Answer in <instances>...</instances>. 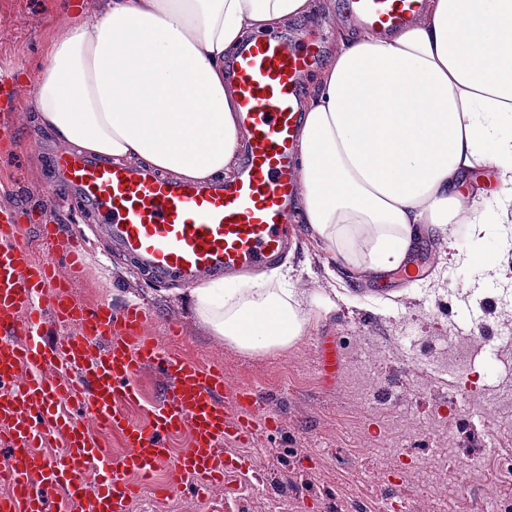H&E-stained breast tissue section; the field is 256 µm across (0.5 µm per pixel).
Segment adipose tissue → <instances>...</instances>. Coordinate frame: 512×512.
I'll use <instances>...</instances> for the list:
<instances>
[{
  "label": "adipose tissue",
  "instance_id": "obj_1",
  "mask_svg": "<svg viewBox=\"0 0 512 512\" xmlns=\"http://www.w3.org/2000/svg\"><path fill=\"white\" fill-rule=\"evenodd\" d=\"M312 0H97L23 74L17 109L52 143L195 184L232 176L246 133L226 63ZM291 215L348 268L404 269L424 234L512 217V0H426L405 29L338 33L301 105ZM197 318L247 353L308 318L269 276L192 289Z\"/></svg>",
  "mask_w": 512,
  "mask_h": 512
}]
</instances>
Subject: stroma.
<instances>
[{
  "mask_svg": "<svg viewBox=\"0 0 512 512\" xmlns=\"http://www.w3.org/2000/svg\"><path fill=\"white\" fill-rule=\"evenodd\" d=\"M71 0H0V193L24 208L29 195H43L37 224H58L64 240L77 241L85 264L69 277L68 292L84 304L109 301L115 310L136 295L149 333L164 336L177 327V349L186 357L220 366L232 386L260 391L273 399L278 434L241 447L226 444L234 460L259 458L261 474L236 472L227 487L216 489L210 502L183 493L165 497L144 493L127 512H414L421 498L434 512H473L475 499L497 503L512 512V415L479 419L460 412L467 392L495 398L512 387V322L501 317L503 302H512V249H505L499 230L484 241L489 262L463 265L461 228H449L423 247L418 257L429 262L427 277L400 285L398 275L378 277L376 284L349 282L338 272L325 245L302 231L288 270V281L302 295L310 317L301 338L288 350L253 355L235 349L196 318L185 284L160 282L118 252L99 229L95 211L78 196L58 208L47 190L57 181L53 166L58 151L48 135L12 111L6 101L13 75L40 62L45 35L62 21ZM40 152L39 168L31 155ZM335 294L336 308L318 312L314 299ZM469 323L484 348L467 367V385L442 380L431 367L443 356V336L455 324ZM336 342L340 367L334 378L316 370L322 339ZM361 367L374 402L392 390L405 392L404 416L416 423L433 418L446 425L457 469L478 466L481 488L459 485L455 492L404 481L418 459L434 454L436 443L424 430L396 447L383 443L387 422L357 403L349 372Z\"/></svg>",
  "mask_w": 512,
  "mask_h": 512,
  "instance_id": "1",
  "label": "stroma"
}]
</instances>
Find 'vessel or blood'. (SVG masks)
<instances>
[{"label":"vessel or blood","mask_w":512,"mask_h":512,"mask_svg":"<svg viewBox=\"0 0 512 512\" xmlns=\"http://www.w3.org/2000/svg\"><path fill=\"white\" fill-rule=\"evenodd\" d=\"M423 8L424 0H345L353 22L377 33L406 28ZM316 54V45L262 35L235 56L229 76L248 141L233 179L199 185L63 154L62 187L95 208L113 245L158 280L194 287L276 263L298 232L288 221L299 181L298 102ZM26 231L15 210L0 209V446L10 456L0 512H49L47 494L58 489L86 512H126L162 467L167 489L195 498L223 486L224 444L274 427L264 397L231 392L223 370L149 335L139 307L73 300L58 268L80 271L76 244L62 245V261L39 259ZM148 371L167 391L140 423L129 409ZM96 426L119 438L120 458L99 445ZM184 431L191 446L173 453Z\"/></svg>","instance_id":"obj_1"}]
</instances>
